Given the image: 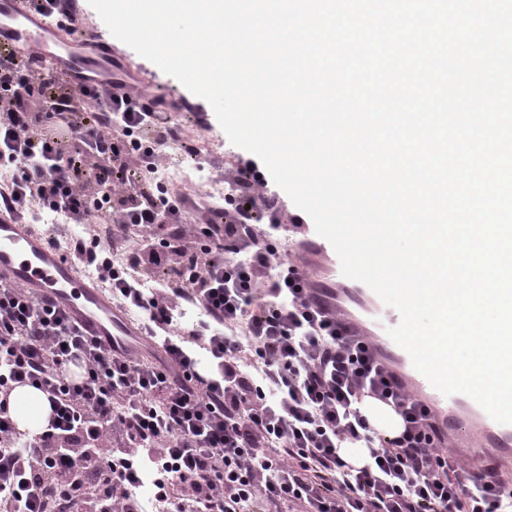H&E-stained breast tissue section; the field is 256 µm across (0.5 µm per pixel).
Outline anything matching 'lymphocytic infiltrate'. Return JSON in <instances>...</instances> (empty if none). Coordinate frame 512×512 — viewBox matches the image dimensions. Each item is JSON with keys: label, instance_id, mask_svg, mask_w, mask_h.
<instances>
[{"label": "lymphocytic infiltrate", "instance_id": "obj_1", "mask_svg": "<svg viewBox=\"0 0 512 512\" xmlns=\"http://www.w3.org/2000/svg\"><path fill=\"white\" fill-rule=\"evenodd\" d=\"M170 143L195 150L153 100L74 88L0 45V164L14 169L0 210L98 225L68 254L165 354L108 353L0 281V512H512L498 467L471 477L430 408L309 296L279 225L258 223L280 199L257 163L237 158L238 202L217 221L154 182ZM19 385L50 402L40 435L15 427L4 395ZM368 398L401 416L400 435L371 427Z\"/></svg>", "mask_w": 512, "mask_h": 512}]
</instances>
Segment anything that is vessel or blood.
Wrapping results in <instances>:
<instances>
[{"mask_svg":"<svg viewBox=\"0 0 512 512\" xmlns=\"http://www.w3.org/2000/svg\"><path fill=\"white\" fill-rule=\"evenodd\" d=\"M0 43L40 56L51 71L62 73L77 88L106 82L141 95L148 85L145 71L135 68L113 47L111 33L90 29L82 39L71 40L35 10L32 0H0ZM312 259L314 278L340 277L339 259L325 242H313ZM0 279L47 295L104 349L131 346L132 336L138 333L125 312L101 288L82 278L71 261L48 245L44 234L21 223L14 214L1 211ZM352 298L350 290L337 292L331 303L337 318L352 331L370 337L379 361L406 390L438 411L446 436L454 437L459 407L475 411L478 403L461 393L443 395L419 371L405 370L395 357L398 346L387 334L388 328L399 324L400 314L383 310L370 325L352 314Z\"/></svg>","mask_w":512,"mask_h":512,"instance_id":"obj_1","label":"vessel or blood"}]
</instances>
